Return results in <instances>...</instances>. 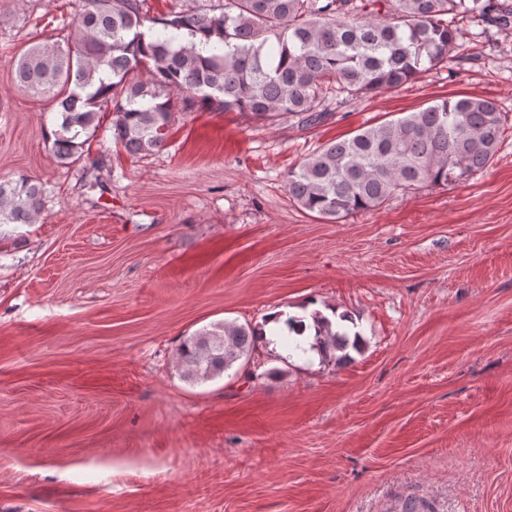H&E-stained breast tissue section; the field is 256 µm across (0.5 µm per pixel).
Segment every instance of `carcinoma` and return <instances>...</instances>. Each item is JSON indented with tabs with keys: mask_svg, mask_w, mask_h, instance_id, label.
Segmentation results:
<instances>
[{
	"mask_svg": "<svg viewBox=\"0 0 512 512\" xmlns=\"http://www.w3.org/2000/svg\"><path fill=\"white\" fill-rule=\"evenodd\" d=\"M147 0H84L66 37L30 46L15 64L18 90L53 104L52 151L65 165L81 158V136L113 114L112 139L132 156L166 145L172 100L218 103L258 122L325 117L329 83L359 96L401 86L458 58L456 19L512 27L499 0H177L161 17ZM503 122L486 98H445L395 120L332 141L288 172V193L328 222L373 211L394 194L424 184L464 181L495 158ZM46 189L30 176L0 181V227L33 224ZM310 350L340 365L361 351L360 332L333 329L320 311ZM265 323L214 322L180 345L181 377L202 383L229 371L253 382L282 374L247 370ZM285 343L304 320H285Z\"/></svg>",
	"mask_w": 512,
	"mask_h": 512,
	"instance_id": "obj_1",
	"label": "carcinoma"
}]
</instances>
